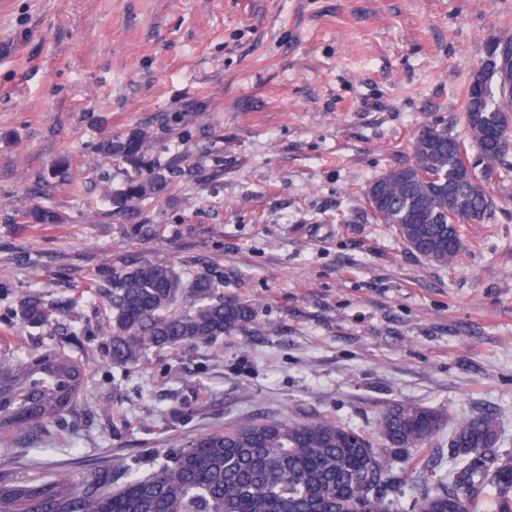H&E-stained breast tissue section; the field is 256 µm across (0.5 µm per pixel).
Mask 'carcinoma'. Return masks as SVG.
Returning <instances> with one entry per match:
<instances>
[{"label":"carcinoma","mask_w":512,"mask_h":512,"mask_svg":"<svg viewBox=\"0 0 512 512\" xmlns=\"http://www.w3.org/2000/svg\"><path fill=\"white\" fill-rule=\"evenodd\" d=\"M461 108L469 141L445 126L426 125L414 139L412 161L387 170L364 191L372 217L394 226L411 250L438 265L461 260L464 225L491 223L488 187L512 177V153L501 145L512 136V55L503 68L484 65L471 75ZM151 141L150 128L138 127L95 143L101 160L138 171L120 189L108 181L101 186L112 212L132 211L166 190L167 176L146 160ZM471 150L479 157L473 167ZM26 219L64 221L48 206L30 209ZM99 293L109 354L121 366L139 365L153 348L210 344L256 323L252 302L224 297L211 274L186 279L162 262L114 271ZM19 314L32 325L51 320L35 297L22 299ZM85 384L83 365L58 352L0 359V441L15 428H38L63 414ZM446 416L441 407L396 401L383 412L375 438L324 415L239 423L195 438L153 478H134L117 493L77 492L65 478L18 484L0 475V512H351L363 488L367 512H393L394 459L410 455L418 468ZM501 437L493 413L456 423L445 473L432 483L416 476L417 512H477L487 500L491 512H512V454L491 448Z\"/></svg>","instance_id":"cac0c4a2"}]
</instances>
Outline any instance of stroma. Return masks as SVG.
<instances>
[{
    "mask_svg": "<svg viewBox=\"0 0 512 512\" xmlns=\"http://www.w3.org/2000/svg\"><path fill=\"white\" fill-rule=\"evenodd\" d=\"M512 0H0V356L83 363L62 416L12 433L0 475L116 491L194 438L326 415L375 434L395 400L499 418L512 453V180L443 267L360 203L460 108ZM168 178L110 215L96 160L141 125ZM61 224H29L33 206ZM151 260L220 277L256 324L113 364L95 285ZM52 306L24 323L21 298Z\"/></svg>",
    "mask_w": 512,
    "mask_h": 512,
    "instance_id": "1",
    "label": "stroma"
}]
</instances>
